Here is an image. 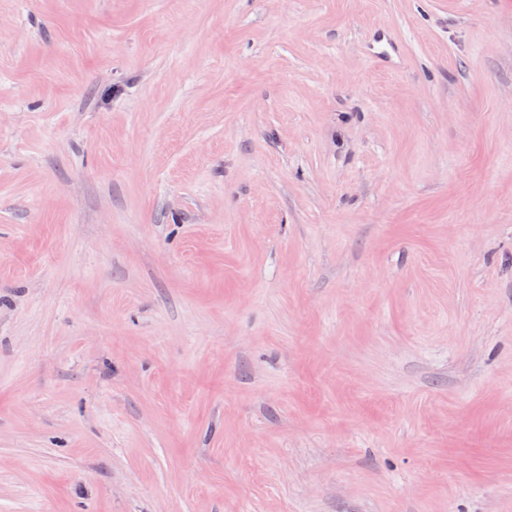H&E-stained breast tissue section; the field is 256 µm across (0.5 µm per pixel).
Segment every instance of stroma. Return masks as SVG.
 Instances as JSON below:
<instances>
[{"instance_id": "stroma-1", "label": "stroma", "mask_w": 512, "mask_h": 512, "mask_svg": "<svg viewBox=\"0 0 512 512\" xmlns=\"http://www.w3.org/2000/svg\"><path fill=\"white\" fill-rule=\"evenodd\" d=\"M0 512H512V0H0Z\"/></svg>"}]
</instances>
